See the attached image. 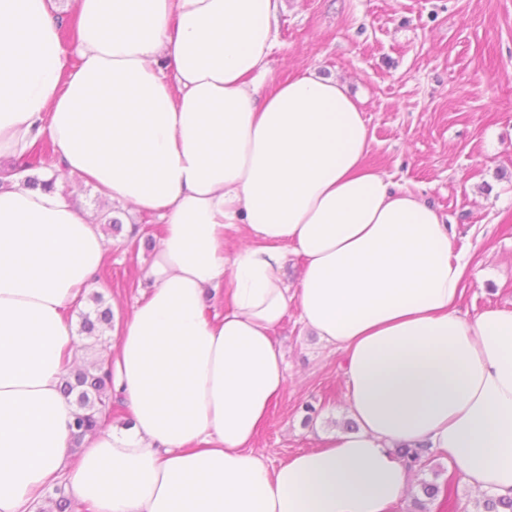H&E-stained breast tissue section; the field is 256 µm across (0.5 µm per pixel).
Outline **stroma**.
Instances as JSON below:
<instances>
[{
  "mask_svg": "<svg viewBox=\"0 0 512 512\" xmlns=\"http://www.w3.org/2000/svg\"><path fill=\"white\" fill-rule=\"evenodd\" d=\"M268 66L279 80L313 71L344 82L367 121L368 164L445 216L456 250L470 254L462 312L512 309V0H279ZM77 198L121 222L97 293L122 321L162 227L92 186ZM275 340L287 386L255 443L272 465L325 447L348 420L342 353L293 308ZM425 481L439 489L426 512H482V492L436 456L393 512H419Z\"/></svg>",
  "mask_w": 512,
  "mask_h": 512,
  "instance_id": "35a3bbf8",
  "label": "stroma"
}]
</instances>
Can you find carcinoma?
I'll list each match as a JSON object with an SVG mask.
<instances>
[{
  "mask_svg": "<svg viewBox=\"0 0 512 512\" xmlns=\"http://www.w3.org/2000/svg\"><path fill=\"white\" fill-rule=\"evenodd\" d=\"M110 309H97L95 313L82 314L81 331L91 334L98 324H110ZM62 393L74 397L78 412L71 424V436L75 444H80L85 436L96 432L100 427V417L112 411V374L100 364L93 369H78L64 382ZM397 453L406 459L409 469L426 466L425 453L421 447L401 446ZM484 512H512V499L488 496L482 502Z\"/></svg>",
  "mask_w": 512,
  "mask_h": 512,
  "instance_id": "carcinoma-1",
  "label": "carcinoma"
}]
</instances>
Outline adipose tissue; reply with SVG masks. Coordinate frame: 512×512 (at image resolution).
Returning <instances> with one entry per match:
<instances>
[{"label": "adipose tissue", "instance_id": "1", "mask_svg": "<svg viewBox=\"0 0 512 512\" xmlns=\"http://www.w3.org/2000/svg\"><path fill=\"white\" fill-rule=\"evenodd\" d=\"M277 8L0 0V512H38L59 485L88 512H391L409 484L400 443L512 497V310L462 314L467 253L367 165L341 82L270 80ZM45 140L54 171L163 224L110 357L132 420L76 456L67 313L110 245L73 193L14 170ZM293 306L342 352L357 428L272 466L254 442L287 384L274 333Z\"/></svg>", "mask_w": 512, "mask_h": 512}]
</instances>
